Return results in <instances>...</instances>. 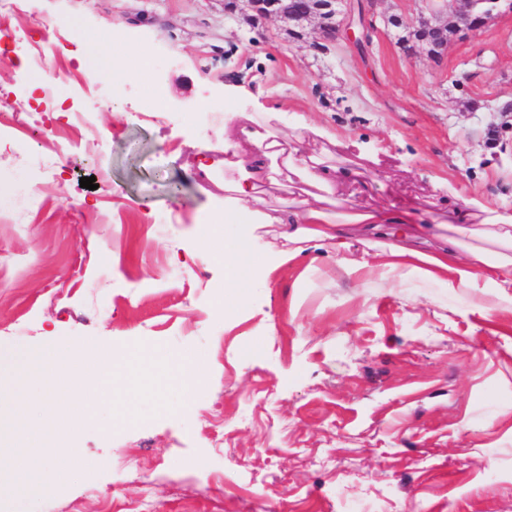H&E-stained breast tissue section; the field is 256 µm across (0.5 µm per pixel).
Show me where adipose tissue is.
I'll use <instances>...</instances> for the list:
<instances>
[{"label": "adipose tissue", "mask_w": 512, "mask_h": 512, "mask_svg": "<svg viewBox=\"0 0 512 512\" xmlns=\"http://www.w3.org/2000/svg\"><path fill=\"white\" fill-rule=\"evenodd\" d=\"M293 140L268 121L254 119L238 126L233 149L224 153V169L231 174L224 182V221L245 227L243 233L212 245L228 287L251 285L254 231L267 224H289L293 230L286 236L288 245L279 251L283 265L299 256L303 245L329 246L353 272L377 267L396 280L425 276L452 293L475 290L478 306L487 314L512 297V213L464 199L449 203L444 213L424 207L363 206L337 195L336 187L343 181H364V164L342 168L322 152L297 156ZM354 239L364 246L358 257L348 254ZM76 352L101 373L95 392H79L77 379L56 376L60 364ZM156 357L155 350L132 349L122 362L108 348L51 344L21 355L18 372L0 382V394L40 397L60 415L92 411L111 403L114 370ZM6 469L21 496L33 488L61 486L68 477L55 459L24 443L12 449Z\"/></svg>", "instance_id": "adipose-tissue-1"}]
</instances>
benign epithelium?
I'll return each mask as SVG.
<instances>
[{"mask_svg":"<svg viewBox=\"0 0 512 512\" xmlns=\"http://www.w3.org/2000/svg\"><path fill=\"white\" fill-rule=\"evenodd\" d=\"M505 1L512 10V0H452L450 11L440 5L442 0H423L425 12L415 25L419 43L431 56H438L448 48L450 38L464 31H473L489 24L498 15L497 4ZM250 14L275 16L289 25V31L315 24L314 33L319 41L333 38L341 32L347 40L358 42L352 16L351 0H241Z\"/></svg>","mask_w":512,"mask_h":512,"instance_id":"7a95c632","label":"benign epithelium"}]
</instances>
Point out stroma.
<instances>
[{
	"label": "stroma",
	"mask_w": 512,
	"mask_h": 512,
	"mask_svg": "<svg viewBox=\"0 0 512 512\" xmlns=\"http://www.w3.org/2000/svg\"><path fill=\"white\" fill-rule=\"evenodd\" d=\"M424 9L367 0L364 46L322 52L227 0H22L0 20V375L53 342L159 353L63 422L0 399V443L66 448L69 471L24 501L1 491L0 512H512V304L488 316L469 290L351 275L324 247L277 265L276 225L240 296L203 246L238 231L216 215L224 136L249 116L309 124L299 155L370 157V185L342 188L358 203L512 211V130L487 140L512 105V12L410 57L386 19ZM96 36L137 48L134 79L92 83ZM186 353L208 379L191 394L165 381Z\"/></svg>",
	"instance_id": "35a3bbf8"
}]
</instances>
